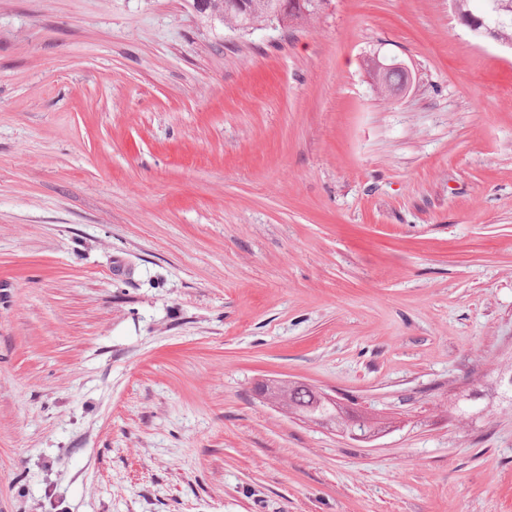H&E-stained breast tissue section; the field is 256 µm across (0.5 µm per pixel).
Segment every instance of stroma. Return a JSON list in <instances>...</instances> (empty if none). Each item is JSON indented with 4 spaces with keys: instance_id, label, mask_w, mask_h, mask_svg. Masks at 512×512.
<instances>
[{
    "instance_id": "1",
    "label": "stroma",
    "mask_w": 512,
    "mask_h": 512,
    "mask_svg": "<svg viewBox=\"0 0 512 512\" xmlns=\"http://www.w3.org/2000/svg\"><path fill=\"white\" fill-rule=\"evenodd\" d=\"M511 355L512 49L451 0H0V512H512L451 410ZM225 2V0H223ZM254 5L250 0H236L226 1V4L234 6L238 10H246L251 7L249 12L241 13H227L223 9L222 13L213 14L214 18L222 20L224 27L233 30L246 31L249 29H256L265 22L266 15L272 11L278 0H253ZM303 1H304L303 5H304V9L306 10V13L297 14L296 18L292 19V21L290 23L295 22V21L308 22V21L316 18L319 15V13L321 12L320 8H319V3H318L319 0H302V1L285 0V1H282V6L280 9L270 13L266 24H269L272 26L282 25V23L284 22L283 18H284V16H286V14H288V11H292V10H294V8H298L299 5H302ZM292 382H265L261 386L262 396L269 402L305 419L336 414V407L330 404L322 391L309 385L294 382L290 391L288 409V387ZM317 423L326 426L328 430L336 433H340L343 436H349L354 440L369 442L372 441L375 437V434L378 432V428L376 426H372V421H370L366 416H362L356 421L349 422L347 421L346 425L336 426V421L328 422L317 420Z\"/></svg>"
}]
</instances>
